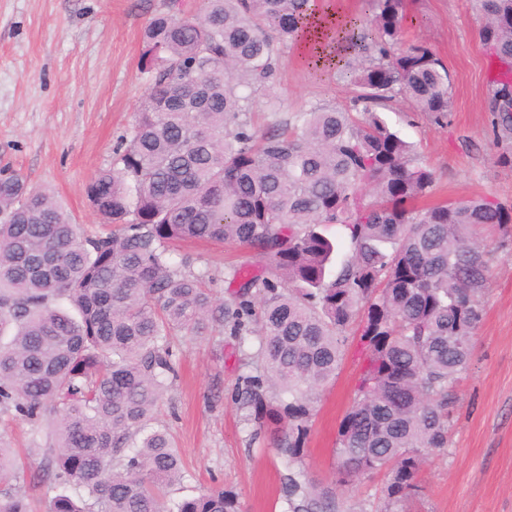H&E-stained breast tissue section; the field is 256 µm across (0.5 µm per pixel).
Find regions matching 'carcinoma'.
<instances>
[{"mask_svg": "<svg viewBox=\"0 0 512 512\" xmlns=\"http://www.w3.org/2000/svg\"><path fill=\"white\" fill-rule=\"evenodd\" d=\"M486 52L505 67L488 101L498 162L512 164V0H480ZM336 30L343 54L314 65L343 82L358 112L314 106L286 119L270 97L279 58L300 44L318 0H165L143 32L148 86L109 168L85 186L109 230L85 236L55 194L0 169V415L54 417L28 477L0 445V512H35L28 487L58 490L46 512H242L214 486L177 500L183 461L160 403L178 346L230 325L255 335L241 377L247 420L287 424L288 512H352L336 484L382 472L376 512L417 491L428 451L448 447L490 275L481 228L512 207L474 196L424 204L437 181L378 109L404 98L436 122L451 107L448 69L403 40L406 0H367ZM265 99L268 123L254 122ZM245 246L272 276L240 282L227 304L215 275L175 259L181 243ZM362 364L335 448L337 482H313L303 443L317 394L348 336ZM288 394L277 407L268 389Z\"/></svg>", "mask_w": 512, "mask_h": 512, "instance_id": "carcinoma-1", "label": "carcinoma"}]
</instances>
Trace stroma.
Returning <instances> with one entry per match:
<instances>
[{
    "mask_svg": "<svg viewBox=\"0 0 512 512\" xmlns=\"http://www.w3.org/2000/svg\"><path fill=\"white\" fill-rule=\"evenodd\" d=\"M164 0H0V168L20 173L36 189L50 188L82 231L93 235L100 221L84 187L111 166L114 151L130 133L146 88L145 26ZM410 14L425 18L405 32L424 41L446 65L452 104L442 123L413 111L406 101L382 115L417 146L434 168V201L490 194L512 206V167L497 163L491 82L502 67L480 40L484 17L477 0H408ZM308 49L295 48L278 62L270 94L283 115L316 105L352 110L351 92L319 80ZM491 275L482 294V319L472 341L468 369L455 387L454 424L448 446L431 452L419 475L416 500L399 512H512V232L485 234ZM196 269L215 272L213 287L227 295L234 272L262 273L253 250L235 245H191ZM181 369L158 410L184 464L177 499L223 485L237 494L243 512H288L281 492L287 471L273 425L257 429L237 401L245 373L229 331L183 344ZM361 361L348 343L339 374L319 395L305 441L304 467L320 482L333 481V450L348 411ZM50 431L0 418V437L37 467Z\"/></svg>",
    "mask_w": 512,
    "mask_h": 512,
    "instance_id": "stroma-1",
    "label": "stroma"
}]
</instances>
